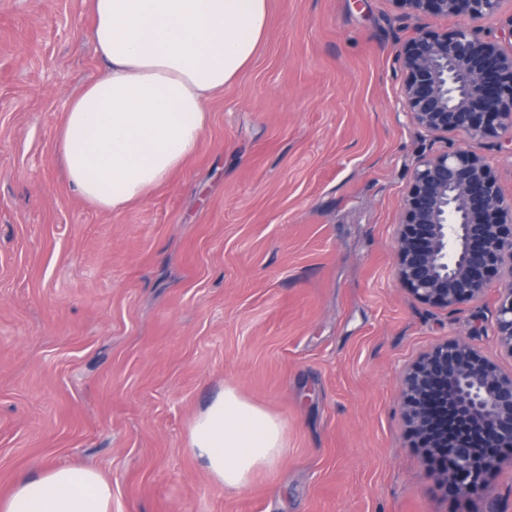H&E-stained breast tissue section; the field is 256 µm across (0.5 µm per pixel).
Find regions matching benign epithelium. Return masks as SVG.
I'll return each instance as SVG.
<instances>
[{
  "label": "benign epithelium",
  "mask_w": 512,
  "mask_h": 512,
  "mask_svg": "<svg viewBox=\"0 0 512 512\" xmlns=\"http://www.w3.org/2000/svg\"><path fill=\"white\" fill-rule=\"evenodd\" d=\"M390 2L405 15L464 19L449 32L423 31L399 49L401 101L410 120L437 135H506L512 144V52L479 32L506 0ZM394 254L404 290L438 309L480 298L501 269L512 276V199L483 156L453 148L417 162ZM493 337L512 356V281L498 295ZM400 396L414 447L443 467L444 482L460 493L492 495L490 476L512 468V375L458 337L405 369Z\"/></svg>",
  "instance_id": "1"
}]
</instances>
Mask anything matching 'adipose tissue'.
Instances as JSON below:
<instances>
[{
  "label": "adipose tissue",
  "instance_id": "1",
  "mask_svg": "<svg viewBox=\"0 0 512 512\" xmlns=\"http://www.w3.org/2000/svg\"><path fill=\"white\" fill-rule=\"evenodd\" d=\"M103 75L69 94L58 149L91 205L145 200L192 155L208 103L252 61L267 0H90ZM188 447L209 475L237 489L278 462L284 424L234 388L195 419ZM0 512H112L97 471L53 466L22 478Z\"/></svg>",
  "mask_w": 512,
  "mask_h": 512
}]
</instances>
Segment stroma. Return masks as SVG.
Instances as JSON below:
<instances>
[{
	"label": "stroma",
	"mask_w": 512,
	"mask_h": 512,
	"mask_svg": "<svg viewBox=\"0 0 512 512\" xmlns=\"http://www.w3.org/2000/svg\"><path fill=\"white\" fill-rule=\"evenodd\" d=\"M253 62L208 104L196 153L143 202L90 206L57 153L66 98L104 73L89 0H0V498L55 465L99 472L112 512H512L446 494L408 437L404 369L457 336L499 370L507 275L452 312L394 272L417 161L481 154L512 196V146L432 135L396 54L455 17L391 0H269ZM234 387L281 419L275 467L238 489L188 447Z\"/></svg>",
	"instance_id": "35a3bbf8"
}]
</instances>
